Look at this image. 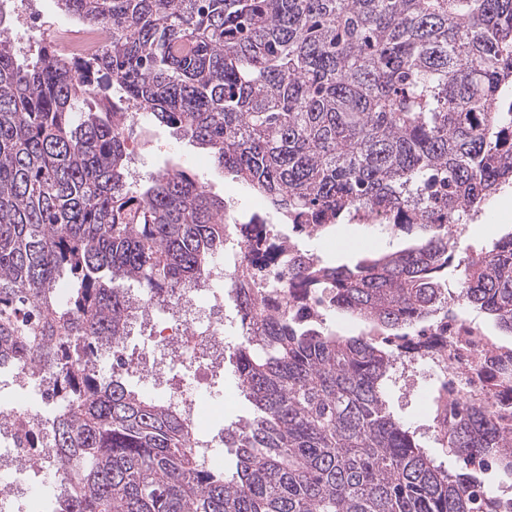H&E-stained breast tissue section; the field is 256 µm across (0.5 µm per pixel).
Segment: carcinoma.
Returning <instances> with one entry per match:
<instances>
[{
	"instance_id": "1",
	"label": "carcinoma",
	"mask_w": 512,
	"mask_h": 512,
	"mask_svg": "<svg viewBox=\"0 0 512 512\" xmlns=\"http://www.w3.org/2000/svg\"><path fill=\"white\" fill-rule=\"evenodd\" d=\"M56 2L112 41L89 63L47 45L23 66L0 14V369L28 365L67 396L41 459L61 481L51 512H495L482 465L503 459L512 478V428L456 401L437 436L465 469H446L386 390L399 341L452 305L450 275L455 312L512 337V232L462 266L448 238L512 189V0ZM97 97L105 111L83 109ZM131 105L298 233L391 216L414 235L352 266L298 255L278 312L240 269L230 359L253 414L224 426L228 468L162 400L100 370L126 350L128 283L175 303L224 251V199L186 170L128 180ZM308 294L370 334L291 313ZM493 370L512 384V357Z\"/></svg>"
}]
</instances>
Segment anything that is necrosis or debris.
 Segmentation results:
<instances>
[{
  "mask_svg": "<svg viewBox=\"0 0 512 512\" xmlns=\"http://www.w3.org/2000/svg\"><path fill=\"white\" fill-rule=\"evenodd\" d=\"M50 37L59 52L84 61L104 48L111 32L105 27L59 23ZM240 221L235 202L225 201L224 252L214 259L204 286L188 289L177 308L146 300L136 311L145 327L139 372L148 374L150 387L196 429L200 451L215 466L224 462L217 453L224 422L204 420L202 406L214 398L211 381L227 347L228 288L246 261L236 233ZM404 349L397 368L423 366L430 380L447 387L449 398L482 400L495 416H512V391L494 392L488 387L489 361L496 351L474 318L449 315L441 326L406 339ZM47 398L40 381L27 369L0 378V512H28V504L39 496L40 483L25 484L21 477L33 470L34 447L45 440L44 422L32 404Z\"/></svg>",
  "mask_w": 512,
  "mask_h": 512,
  "instance_id": "necrosis-or-debris-1",
  "label": "necrosis or debris"
}]
</instances>
